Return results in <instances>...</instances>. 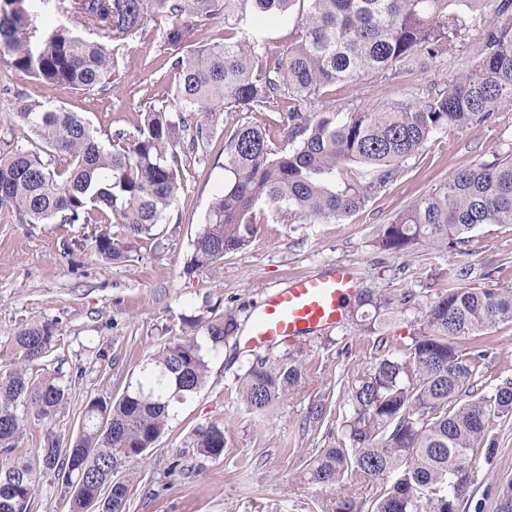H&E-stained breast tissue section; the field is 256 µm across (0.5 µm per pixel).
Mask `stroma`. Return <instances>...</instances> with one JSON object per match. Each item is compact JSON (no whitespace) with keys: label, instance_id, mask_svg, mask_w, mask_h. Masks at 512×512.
Returning <instances> with one entry per match:
<instances>
[{"label":"stroma","instance_id":"35a3bbf8","mask_svg":"<svg viewBox=\"0 0 512 512\" xmlns=\"http://www.w3.org/2000/svg\"><path fill=\"white\" fill-rule=\"evenodd\" d=\"M483 26L482 18H473L454 50L414 80L364 72L330 86L326 111L392 107L413 101L431 84L452 82L475 63ZM161 45L159 24L148 23L117 52L112 87L105 95L60 92L57 100L100 134L134 131L150 108L170 97V81L157 65ZM225 119V113L213 115L207 155L186 168L185 190L163 223L119 261L103 260L91 238L104 229L122 238L120 225L24 224L0 213V367L8 364L22 329L51 320L60 329V340L42 370L61 374L70 387L69 403L56 424L48 430L28 421L13 459H32L49 433L70 443L86 402L121 397L150 355L190 334L188 319L231 312L250 327L266 297L293 277L344 262L355 267L360 286L395 300L410 292L424 305L449 269L463 263L474 285H482L484 274L493 269L496 285L512 291V224L480 226L462 253L422 247L397 254L374 245L381 225L456 171L492 154L512 152V106L503 107L484 127L429 143L400 165L393 181L365 208L342 220L291 219L258 204V231L249 245L189 273L185 265L192 243L211 201L224 189ZM373 345V337L360 333L349 317L335 328L269 345L266 351L274 356L295 352L307 376L303 388L261 417L243 408L239 393L240 377L261 352L237 340L207 350L206 385L177 410L155 447L133 462L126 512H320L325 493L301 481L300 471L317 449L343 443L342 425L352 406L342 390L374 363ZM481 346L486 358L476 383L486 391L512 379V326L489 331ZM323 395L332 400L331 422L318 429L308 416L314 399ZM214 422L224 425L223 456L193 455L196 429ZM489 436L497 451L492 458H477L478 478L466 493L464 512H496V490L512 479V421L493 425ZM178 454L193 463L191 473L168 474L169 460Z\"/></svg>","mask_w":512,"mask_h":512}]
</instances>
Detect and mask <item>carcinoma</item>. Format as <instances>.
Returning a JSON list of instances; mask_svg holds the SVG:
<instances>
[{"mask_svg": "<svg viewBox=\"0 0 512 512\" xmlns=\"http://www.w3.org/2000/svg\"><path fill=\"white\" fill-rule=\"evenodd\" d=\"M486 0H59L58 8L96 32L86 40L65 25L41 29L31 0H0V63L12 83L0 99L33 138L0 153V212L25 224H73L93 215L125 226L126 237L149 236L184 189L188 154L210 138L215 112L239 116L224 136V191L216 196L193 242L186 270L216 264L242 251L257 233L253 210L265 202L301 218L339 220L364 208L393 180L399 164L439 134L477 128L512 105V0H500L479 59L453 83L433 87L413 103L336 114L307 112L326 88L362 72L406 73L436 59L466 29ZM298 10L297 36L269 50L239 36L247 19L285 17ZM166 24L163 65L173 74L167 104L145 114L131 134L103 142L77 112L56 100H32L20 86L33 80L55 92L96 94L112 84V57L151 20ZM224 23L219 42L197 43L193 30ZM275 114L272 122L249 118ZM279 126L291 148L271 137ZM374 169L361 182L347 165ZM484 224H512V154L494 155L457 171L402 211L376 235L383 252L421 246L463 252ZM95 251L124 254V242L102 232ZM470 268L448 280L425 308L401 358L386 351L381 333L390 301L362 288L352 315L359 331L377 335L380 355L351 387L353 413L343 424L348 446L319 448L301 478L321 490L380 483L370 512H460L474 463L493 456L491 419L512 417V381L487 393L474 389L482 366L478 341L512 324V292L473 287ZM212 345L236 337L233 313L192 320ZM59 329L44 321L21 330L11 367L0 371V512H29L35 470L53 471L70 496V512H125L131 484L118 473L154 447L176 410L206 382L208 362L197 337L165 345L117 401L98 397L85 407L81 430L62 448L47 435L37 465L8 459L33 418L52 424L67 406L69 388L55 374H34L57 346ZM305 373L295 353L259 358L240 381L245 408L263 413L297 390ZM327 399L310 408L313 427L328 417ZM192 448L224 455V424L196 430ZM498 512H512V480L500 485ZM321 512H362L349 495L321 502Z\"/></svg>", "mask_w": 512, "mask_h": 512, "instance_id": "cac0c4a2", "label": "carcinoma"}]
</instances>
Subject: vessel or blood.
Here are the masks:
<instances>
[{
	"mask_svg": "<svg viewBox=\"0 0 512 512\" xmlns=\"http://www.w3.org/2000/svg\"><path fill=\"white\" fill-rule=\"evenodd\" d=\"M357 291L356 272L345 263L292 279L264 300L243 341L257 348L336 326Z\"/></svg>",
	"mask_w": 512,
	"mask_h": 512,
	"instance_id": "1",
	"label": "vessel or blood"
}]
</instances>
